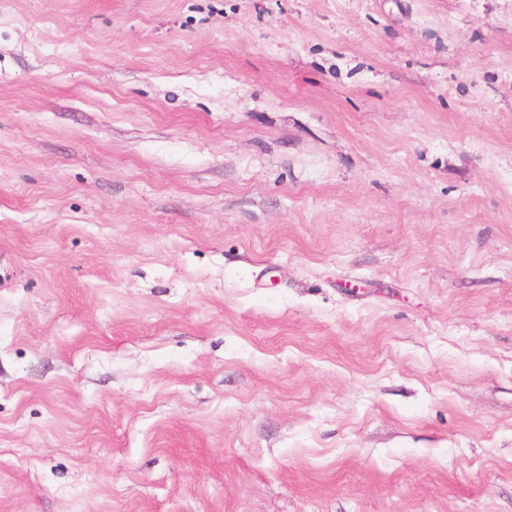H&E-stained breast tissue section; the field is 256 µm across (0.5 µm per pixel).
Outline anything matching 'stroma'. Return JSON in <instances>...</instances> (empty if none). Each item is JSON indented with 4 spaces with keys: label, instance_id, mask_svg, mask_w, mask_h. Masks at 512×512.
I'll return each mask as SVG.
<instances>
[{
    "label": "stroma",
    "instance_id": "stroma-1",
    "mask_svg": "<svg viewBox=\"0 0 512 512\" xmlns=\"http://www.w3.org/2000/svg\"><path fill=\"white\" fill-rule=\"evenodd\" d=\"M0 512H512V0H0Z\"/></svg>",
    "mask_w": 512,
    "mask_h": 512
}]
</instances>
